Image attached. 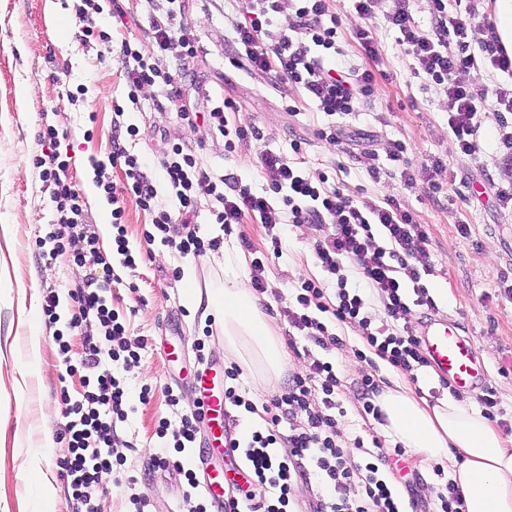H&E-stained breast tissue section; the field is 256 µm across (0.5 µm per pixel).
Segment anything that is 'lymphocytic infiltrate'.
<instances>
[{
  "mask_svg": "<svg viewBox=\"0 0 512 512\" xmlns=\"http://www.w3.org/2000/svg\"><path fill=\"white\" fill-rule=\"evenodd\" d=\"M380 0H355L359 23L354 30L357 43L368 58L379 56L374 36L377 24L394 30L396 41L408 60L412 78L439 87L447 99L448 136L460 157H474L481 130L488 118H495L497 139L512 161V55L492 35L483 10L484 0H427L433 20L431 32L416 24L410 0H389L379 10ZM291 7L288 31L271 34L276 14ZM332 0H244L241 19L232 21L237 53L236 64L252 73H275L289 86L302 89L334 125L320 129L318 136L329 144H339L344 133L340 119L355 112L361 102L377 91L373 70L344 71L327 67V60L342 55L336 26L326 25ZM151 23L148 44L122 42L119 61L126 74L127 98L138 102L149 87L159 88L168 101L179 100L182 88L170 65L196 57L198 45L181 24L184 0H162ZM485 28L489 38L474 41L476 28ZM490 71L499 74L493 84H468L463 75ZM229 101L215 104L198 114L185 109L178 115L188 126L205 120L216 135L224 137L227 148L248 140L247 128L228 129ZM64 131L58 124H43L38 133L41 151L32 158L34 168L50 190V200L59 214L50 234L56 250L71 252L77 263L98 253V238L85 228L86 203L72 184L69 163L58 150ZM268 181L266 194L257 196L238 178H211L202 169L199 157L175 144L160 161L163 177L171 190L172 206L158 200L157 189L147 173V163L113 144L108 163L125 176L117 185L101 174L104 163L93 162L95 183L112 206V253L118 265L132 269L142 260V252L132 250L124 222L125 196L151 216L143 231L146 246L161 244L180 257L199 258L219 249L220 238L192 225L180 236L175 224L197 209L199 193L210 196V215L222 230L253 220L264 225L270 249L252 261L251 278L255 291H265L259 272L269 257L282 253V228L288 224H320L324 231L312 243L317 264L336 283L333 302H326L325 288L311 279L296 285V304L287 312L288 324L316 346L337 344L329 330L330 321L358 325L366 350H355L358 359L374 354L391 367L414 373L428 366L418 335L413 329V312L433 307L425 283L433 268L426 258L428 234L413 213L393 198L377 203L357 198L343 186L329 184L325 174L308 170L299 162L265 149L258 156ZM355 266L361 285L350 286L347 266ZM113 267L104 263L102 275H90L84 288L72 299L76 312L69 328H83L90 336L80 361H72L70 345L63 333L54 342L67 374L83 373L85 391L66 403L69 453L59 460L60 475L70 494L69 512H98L97 493L105 475L123 464L124 445L117 433L131 409L123 368L137 363L139 353L127 334L126 320L112 308L107 294L112 288ZM375 296L383 314L376 323L367 298ZM341 379L335 366L310 358L304 372L294 374L288 387L266 406L265 428L243 435L237 446L254 473V484L244 493L235 512H295L293 490L298 481L316 473L325 494L315 512H404L395 488L381 473L387 461L379 439L346 442L340 428L337 399ZM201 413H183L177 429L160 422L156 435L162 441L150 461L154 468L175 469L184 475L188 487H195L196 474L184 468L179 453L194 447Z\"/></svg>",
  "mask_w": 512,
  "mask_h": 512,
  "instance_id": "1",
  "label": "lymphocytic infiltrate"
}]
</instances>
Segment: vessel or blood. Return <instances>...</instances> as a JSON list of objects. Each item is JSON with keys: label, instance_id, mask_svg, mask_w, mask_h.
I'll use <instances>...</instances> for the list:
<instances>
[{"label": "vessel or blood", "instance_id": "1", "mask_svg": "<svg viewBox=\"0 0 512 512\" xmlns=\"http://www.w3.org/2000/svg\"><path fill=\"white\" fill-rule=\"evenodd\" d=\"M420 342L437 373L448 378L460 393L470 394L485 386L486 366L470 337L462 335L459 325L443 318H428L422 325ZM203 414L209 438L201 449L222 451L225 466L207 474L200 483L201 492L212 512H230L229 488L247 485L252 473L240 449L232 447L228 440L229 417L223 394L208 389Z\"/></svg>", "mask_w": 512, "mask_h": 512}]
</instances>
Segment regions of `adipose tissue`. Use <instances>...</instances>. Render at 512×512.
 Wrapping results in <instances>:
<instances>
[{
  "instance_id": "adipose-tissue-1",
  "label": "adipose tissue",
  "mask_w": 512,
  "mask_h": 512,
  "mask_svg": "<svg viewBox=\"0 0 512 512\" xmlns=\"http://www.w3.org/2000/svg\"><path fill=\"white\" fill-rule=\"evenodd\" d=\"M221 252L223 287L204 297L190 280L186 298L193 304L207 299L223 335L225 358L275 387L288 365L278 328L242 278L235 241H224ZM376 403L385 417L381 430L386 437L420 460L451 462L462 512H512V439L503 438L482 414L452 399L427 403L402 383L385 388Z\"/></svg>"
}]
</instances>
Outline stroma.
<instances>
[{
	"mask_svg": "<svg viewBox=\"0 0 512 512\" xmlns=\"http://www.w3.org/2000/svg\"><path fill=\"white\" fill-rule=\"evenodd\" d=\"M79 0H0V512H67V486L57 462L68 453L62 393L79 398L85 390L81 374L66 375L53 341L55 331L65 330L75 311L71 292L84 287L92 264H77L66 252L54 249L47 236L56 222V211L31 157L43 113L55 114L68 130L59 150L70 157L69 175L87 203V223L100 238L103 256L112 254V233L101 219L108 203L94 189L93 161L106 163L112 150L113 105L125 109V123L136 133L125 147L150 162H158L172 144L196 153L207 173L241 178L253 193L267 189L258 163L261 150L271 149L285 157H300L305 167L327 174L330 183L343 185L355 195L383 201L392 197L411 210L428 228L426 252L435 273L427 277L435 316L458 323L474 340L488 370L487 384L499 402L503 436L512 435V296L504 294L503 282L512 283V213L500 209L496 199L503 179V153L494 121H487L474 158L457 156L448 138L446 98L435 85L410 78L396 35L378 31L380 56L369 59L353 38L359 19L353 0H335L345 54L337 63L346 68L373 67L379 72L378 90L358 112L347 118L355 140L330 145L317 132L329 119L306 95L272 74H254L233 65L235 48L230 21L241 13L240 0H185L183 23L199 45L196 57L176 71L182 87V103L203 112L213 101L231 100L226 117L230 127L256 130L257 139L227 151L221 137L212 134L205 121L187 126L177 105L160 99L157 89L145 90L138 104H129L124 73L117 58L122 41L146 42L151 34L147 0H99L102 13H93L86 24L96 36L82 43L75 10ZM122 9V22H114L113 9ZM298 115H290V107ZM407 147L414 182L404 185L399 176L373 181L359 161L362 152L375 151L386 163L391 143ZM301 152H293L294 143ZM447 166L443 188H429L434 160ZM469 226L467 236L458 224ZM318 230L310 224L287 226L283 254L270 258L261 277L267 285L261 306L277 324L281 336L291 337L286 352L289 372L302 371L307 355L331 360L342 380L339 401L345 411L341 428L346 440L381 437L379 422L366 415L357 392L363 375L374 374L380 386H392L400 371L383 360L375 364L355 357L364 341L356 325L336 323V345L308 347L292 336L284 312L295 303L298 279L324 280L311 244ZM193 268L199 290L222 277L223 268L212 255L179 258L176 252L157 247L136 269L115 266L118 278L112 286V305L128 325L131 339L143 341L140 359L125 371L132 387L150 385L149 403L136 404L119 434L129 446L126 461L103 483L99 512H130L129 494L123 484L134 478L137 490L147 492L156 512L164 507L182 512L185 479L177 472L158 477L149 459L161 441L159 421L180 424L181 410L195 398L190 370H178L162 358L158 342L179 329L190 340L205 338L208 358H223L219 331L204 335L209 321L205 306L190 307L185 301V282L173 279V269ZM60 298L56 325L42 316L48 292ZM67 330V329H66ZM40 336L39 352L30 341ZM417 397L434 404L462 398L477 406L476 394L457 395L453 385L434 368L424 367L411 383ZM181 399L169 406L167 391ZM34 457L55 482L57 494L40 504L39 487L17 469L16 459ZM435 462L418 464L410 455L390 457L384 471L398 490L407 512H437L438 478Z\"/></svg>",
	"mask_w": 512,
	"mask_h": 512,
	"instance_id": "obj_1",
	"label": "stroma"
}]
</instances>
